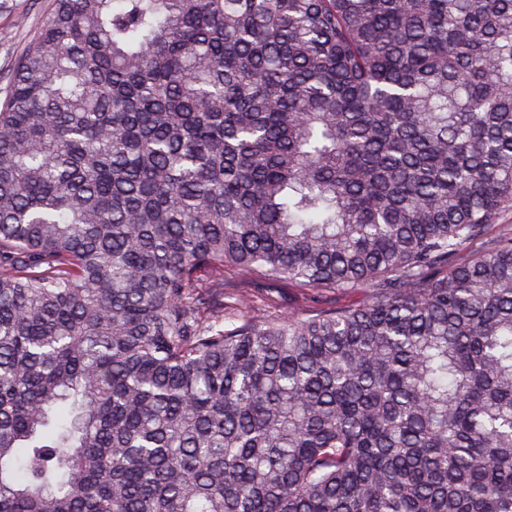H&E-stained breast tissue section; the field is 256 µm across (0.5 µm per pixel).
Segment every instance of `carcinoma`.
<instances>
[{"label":"carcinoma","instance_id":"1","mask_svg":"<svg viewBox=\"0 0 512 512\" xmlns=\"http://www.w3.org/2000/svg\"><path fill=\"white\" fill-rule=\"evenodd\" d=\"M509 210L512 0H52L0 105V512H512ZM224 292L250 296L253 300L255 313L259 315L266 313L267 310L273 311L267 307L266 296L270 293L273 296H279L283 304L282 311H288V307L294 306V302L297 300L302 303L301 291L288 284L274 283L272 285H258L254 281L236 275H229L224 279ZM302 304L309 305L308 303Z\"/></svg>","mask_w":512,"mask_h":512}]
</instances>
